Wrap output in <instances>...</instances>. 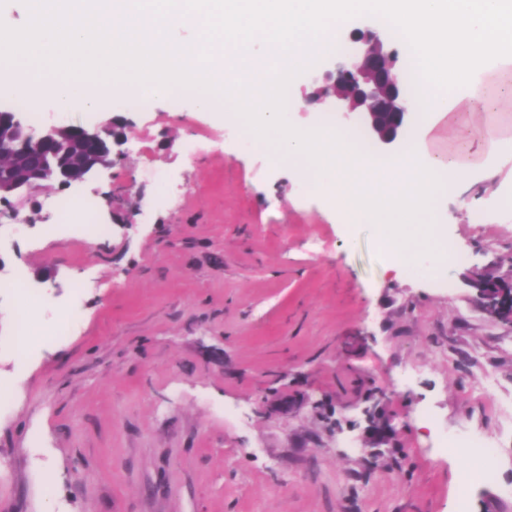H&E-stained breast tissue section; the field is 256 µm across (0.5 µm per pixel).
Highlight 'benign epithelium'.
<instances>
[{
    "label": "benign epithelium",
    "mask_w": 512,
    "mask_h": 512,
    "mask_svg": "<svg viewBox=\"0 0 512 512\" xmlns=\"http://www.w3.org/2000/svg\"><path fill=\"white\" fill-rule=\"evenodd\" d=\"M349 53L323 75L307 73L311 103L325 104L346 121L354 120L379 154L402 144L412 124L405 87L396 64L400 50L381 27L354 29ZM124 121L104 126H50L39 132L20 113L0 106V207L15 218L47 183L68 187L124 158ZM470 278L486 300V311L512 321V285L474 271Z\"/></svg>",
    "instance_id": "7a95c632"
}]
</instances>
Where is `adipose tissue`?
Returning <instances> with one entry per match:
<instances>
[{"instance_id": "adipose-tissue-1", "label": "adipose tissue", "mask_w": 512, "mask_h": 512, "mask_svg": "<svg viewBox=\"0 0 512 512\" xmlns=\"http://www.w3.org/2000/svg\"><path fill=\"white\" fill-rule=\"evenodd\" d=\"M390 29L408 37L424 74L411 108L423 144L384 169L361 155L349 131L290 125L282 107L289 74L329 55L351 0H26L24 26L0 14V85L28 100L49 91L61 110H96L131 93L149 98L194 90L195 105L221 101L265 147L294 165L309 190L376 224L396 268L418 255L440 263L448 244L432 202L487 162L512 153V139L485 126L463 133L480 86L500 66L512 92V0H370Z\"/></svg>"}]
</instances>
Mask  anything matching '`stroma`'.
<instances>
[{
    "instance_id": "obj_1",
    "label": "stroma",
    "mask_w": 512,
    "mask_h": 512,
    "mask_svg": "<svg viewBox=\"0 0 512 512\" xmlns=\"http://www.w3.org/2000/svg\"><path fill=\"white\" fill-rule=\"evenodd\" d=\"M36 108L123 118L128 141L0 218V390L23 386L0 399V512H512V323L466 279L512 278V155L435 203L467 258L431 278L389 270L375 225L191 98ZM76 193L107 235L56 232L48 201ZM24 296L65 333L21 362ZM465 435L496 453L463 496L442 442Z\"/></svg>"
}]
</instances>
